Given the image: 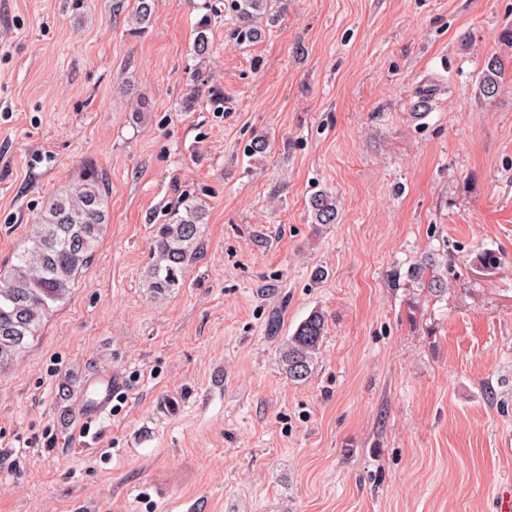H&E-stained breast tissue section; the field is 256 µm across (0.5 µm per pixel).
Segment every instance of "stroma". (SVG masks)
<instances>
[{"label": "stroma", "mask_w": 512, "mask_h": 512, "mask_svg": "<svg viewBox=\"0 0 512 512\" xmlns=\"http://www.w3.org/2000/svg\"><path fill=\"white\" fill-rule=\"evenodd\" d=\"M0 0V270L42 203L107 172L90 264L0 371V512H498L512 483V0ZM211 17L209 94L186 104ZM265 153L247 155L255 137ZM336 202L314 223L310 197ZM206 209L153 299V231ZM498 258L482 267L484 253ZM432 259L436 297L408 275ZM326 319L306 379L283 340ZM278 317L277 337L266 334ZM129 382L74 435L86 362ZM267 0H230L228 13L231 32L240 42H255L265 34V23L273 22L268 17ZM504 76V68L497 56L487 58L479 83V91L487 98L493 97L499 88Z\"/></svg>", "instance_id": "35a3bbf8"}]
</instances>
